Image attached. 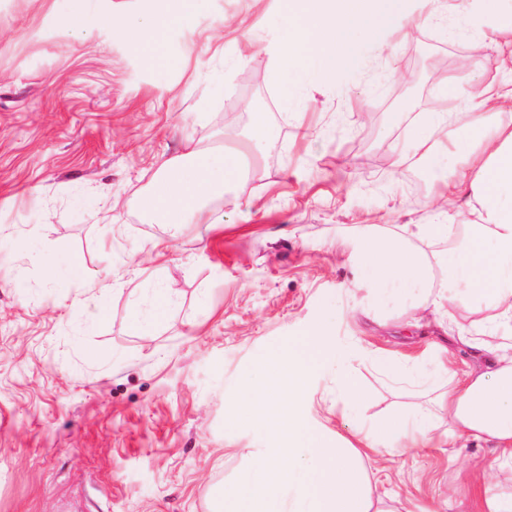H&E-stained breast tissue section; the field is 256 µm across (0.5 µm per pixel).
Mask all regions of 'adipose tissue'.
I'll return each mask as SVG.
<instances>
[{
	"label": "adipose tissue",
	"mask_w": 512,
	"mask_h": 512,
	"mask_svg": "<svg viewBox=\"0 0 512 512\" xmlns=\"http://www.w3.org/2000/svg\"><path fill=\"white\" fill-rule=\"evenodd\" d=\"M284 37L275 54L283 84L305 81L324 85L358 69L367 42L394 52L389 39L395 15H412L410 0H282ZM457 84L475 103L459 127L448 133V115L432 112L409 125L404 152L429 165L447 168L458 139L473 140L452 191L461 193L472 221L420 224L418 238L445 239L459 234L464 244L448 252L428 253L407 247L396 236L367 229L352 261L371 297L370 319L384 326L393 316L431 310L435 319L452 317L469 305L479 318L458 340L472 351L463 373L440 363L448 389L410 412H395L375 426L357 427L360 447H327L314 434H303L306 464L292 463L291 448H270L244 474L248 489L224 493V512H392L376 495L362 463L363 452L390 445L403 450L411 432L431 443L440 424L450 436L493 442L499 460L512 467V353L503 343L504 326H512V83L493 84L462 76ZM144 202L148 212L179 228L196 218L201 197L221 190L243 174L238 154L194 149L170 163ZM303 357L276 361L266 381L247 387L244 411L256 424L273 425L290 438L300 432L291 400L310 362L330 356L332 343L317 326L303 341Z\"/></svg>",
	"instance_id": "obj_1"
}]
</instances>
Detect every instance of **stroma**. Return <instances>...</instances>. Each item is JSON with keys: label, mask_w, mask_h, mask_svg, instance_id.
<instances>
[{"label": "stroma", "mask_w": 512, "mask_h": 512, "mask_svg": "<svg viewBox=\"0 0 512 512\" xmlns=\"http://www.w3.org/2000/svg\"><path fill=\"white\" fill-rule=\"evenodd\" d=\"M159 0H0V512H218L224 490L280 445L239 411L263 362L325 326L338 354L304 379L297 417L328 445L418 401L448 338L400 317L355 324L348 260L365 224L382 232L466 221L435 198L452 172L412 157L406 127L428 112L469 113L449 86L471 73L512 81L477 0L430 20L393 22L394 55L371 49L335 83L282 88L273 65L280 0H202L137 48L125 27ZM81 6L82 23L68 22ZM263 100L272 134L256 172L171 235L143 201L163 165L246 131ZM374 113L366 125L363 111ZM91 320L74 305L90 280ZM170 300L154 323L134 312ZM346 369L366 398L346 410ZM491 446L383 451L378 487L412 512H476Z\"/></svg>", "instance_id": "1"}]
</instances>
